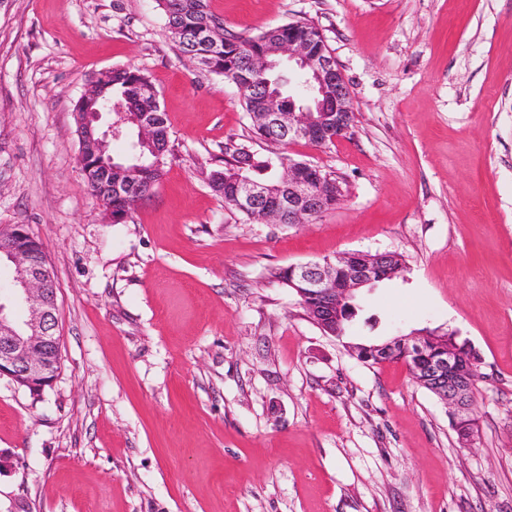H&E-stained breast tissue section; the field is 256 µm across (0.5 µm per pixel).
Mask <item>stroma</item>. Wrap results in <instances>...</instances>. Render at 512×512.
<instances>
[{
	"label": "stroma",
	"instance_id": "obj_1",
	"mask_svg": "<svg viewBox=\"0 0 512 512\" xmlns=\"http://www.w3.org/2000/svg\"><path fill=\"white\" fill-rule=\"evenodd\" d=\"M234 34L302 19L349 85L351 135L288 145L344 197L305 224L228 208L209 172L272 143L183 56L156 0H0V228L57 283L61 369L0 377V512H512V0H211ZM152 80L171 154L110 224L77 166L91 74ZM395 252L349 337L453 333L479 353L474 431L407 366L324 334L274 269Z\"/></svg>",
	"mask_w": 512,
	"mask_h": 512
}]
</instances>
